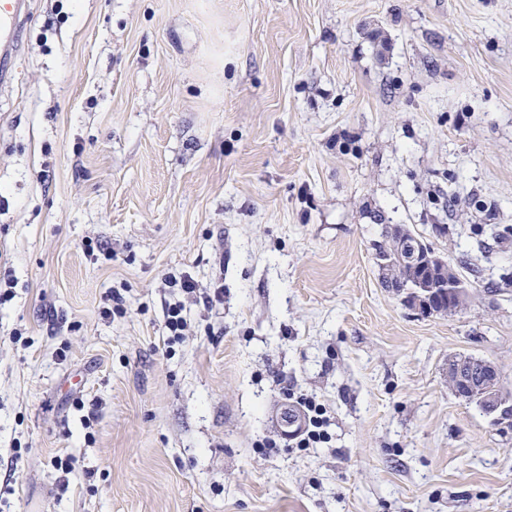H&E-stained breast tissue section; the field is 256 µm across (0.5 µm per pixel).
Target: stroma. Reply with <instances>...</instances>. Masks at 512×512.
Instances as JSON below:
<instances>
[{
    "mask_svg": "<svg viewBox=\"0 0 512 512\" xmlns=\"http://www.w3.org/2000/svg\"><path fill=\"white\" fill-rule=\"evenodd\" d=\"M26 2L0 512H512V425L448 385L464 354L512 388V0ZM385 223L460 266L461 310L381 288ZM171 273L212 297L172 345ZM289 389L327 447L294 448ZM292 404L297 406L304 414L306 426L302 432H298L294 439L296 448H314L317 444L328 443L331 439L329 417L324 406L312 396L289 394Z\"/></svg>",
    "mask_w": 512,
    "mask_h": 512,
    "instance_id": "1",
    "label": "stroma"
}]
</instances>
